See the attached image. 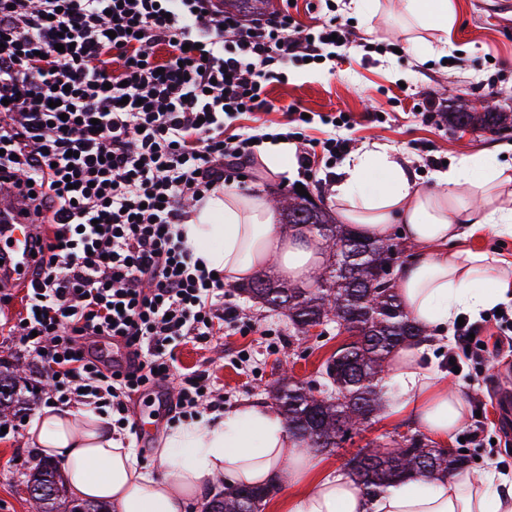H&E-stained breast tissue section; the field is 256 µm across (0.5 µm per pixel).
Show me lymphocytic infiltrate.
Segmentation results:
<instances>
[{
	"mask_svg": "<svg viewBox=\"0 0 512 512\" xmlns=\"http://www.w3.org/2000/svg\"><path fill=\"white\" fill-rule=\"evenodd\" d=\"M334 35L333 17L299 29L283 9L250 27L216 0H0V186L50 228L6 341L44 367L51 403L122 415L174 378L180 409L218 406L206 373L173 374L181 340L237 321L181 226L257 157L225 116L270 110L276 66L318 60ZM484 329L455 328L456 367L484 364ZM101 335L125 365L98 355Z\"/></svg>",
	"mask_w": 512,
	"mask_h": 512,
	"instance_id": "f902f5d3",
	"label": "lymphocytic infiltrate"
}]
</instances>
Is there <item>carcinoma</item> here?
Masks as SVG:
<instances>
[{"label": "carcinoma", "mask_w": 512, "mask_h": 512, "mask_svg": "<svg viewBox=\"0 0 512 512\" xmlns=\"http://www.w3.org/2000/svg\"><path fill=\"white\" fill-rule=\"evenodd\" d=\"M508 115L474 105H464L448 114V123L455 127L473 123L489 130L507 124ZM308 197L292 190L271 199L284 223L309 233L327 256L321 272L306 283L281 281L284 291L279 311L288 318V325L297 336H307L308 326L333 322L346 326L355 340L341 346L324 364L326 384L331 394L321 396L308 383L291 375L277 382L273 396L285 416L288 429L301 446L333 451L363 430L377 415L387 394L382 375L390 357L402 347L424 339L423 330L405 310L399 299L395 280L384 266L396 265L400 259L397 245L389 239L365 236L347 224H337L319 204H313L311 219L302 217ZM355 242L364 257L345 267V243ZM265 277L257 275L239 285L241 293L270 305L267 289L260 287ZM25 370L15 363L0 364V418L24 405L20 383ZM467 464L462 451L450 453L432 448L419 435L393 441L388 450L381 444L360 448L349 460L348 472L368 497H374L393 484L417 476L447 475ZM46 487L45 493H31L34 512H112L105 503H77L68 496L59 467L45 461L27 480V487ZM279 485L272 480L264 485H239L224 489L204 504L205 512H260L268 498L277 493Z\"/></svg>", "instance_id": "obj_1"}]
</instances>
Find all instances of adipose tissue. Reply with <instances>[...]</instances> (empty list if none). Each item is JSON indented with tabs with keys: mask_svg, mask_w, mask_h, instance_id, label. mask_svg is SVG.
Here are the masks:
<instances>
[{
	"mask_svg": "<svg viewBox=\"0 0 512 512\" xmlns=\"http://www.w3.org/2000/svg\"><path fill=\"white\" fill-rule=\"evenodd\" d=\"M400 7L420 54L432 50L426 32L447 34L454 25L450 0H400ZM436 181L438 190L422 188L387 152L360 148L330 186L339 222L376 238L401 224L415 255L397 274L398 293L429 334L447 331L459 315L512 302V262L448 248L450 240L486 228L512 233V170L492 155L468 154ZM182 231L194 257L228 284L251 280L272 261L280 278L306 280L323 260L317 245L280 224L260 195L215 190ZM425 350L410 345L391 359L389 372L400 387L392 408L444 439L464 423L467 405L444 375L419 367ZM28 440L61 462L75 497L111 502L113 512H186L216 482L257 485L276 476L289 488L282 512H512V483L490 471L419 477L367 500L348 474H318V462L268 404L168 430L158 450L161 474L141 465L135 449L88 409L45 408Z\"/></svg>",
	"mask_w": 512,
	"mask_h": 512,
	"instance_id": "1",
	"label": "adipose tissue"
}]
</instances>
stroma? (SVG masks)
Wrapping results in <instances>:
<instances>
[{"label":"stroma","mask_w":512,"mask_h":512,"mask_svg":"<svg viewBox=\"0 0 512 512\" xmlns=\"http://www.w3.org/2000/svg\"><path fill=\"white\" fill-rule=\"evenodd\" d=\"M455 23L448 36V49L421 57L410 45L396 9L382 0L377 14L357 15L349 0H270L269 9H287L300 28L306 29L337 16L346 23L348 42L335 48L325 59L312 63L296 60L288 65L285 79L272 81L268 97L274 111L258 120H239L242 133H258L260 125L284 122L286 112L299 110L312 122L305 132L312 138L328 133L347 139L350 149L380 145L407 163L418 185L435 186V175L445 165L456 164L462 155L495 152L505 144L512 147V126L495 132H457L448 115L459 105L477 103L512 114V26H499L494 0H451ZM340 117L331 127L322 116ZM347 159L331 158L316 177L302 174L259 176L248 168L244 193L258 192L270 197L288 192L296 185L324 206H331L329 185ZM224 300L236 306L238 325L225 329L209 343L186 340L176 349L180 372L208 370L214 393L223 395L225 409L245 401L267 402L281 372L308 382L315 391H325L322 366L349 338L337 334L335 325L324 327L323 336L296 337L285 317L225 286ZM0 357L22 362L30 403L21 413L36 419L46 406L42 369L26 354L2 350ZM482 380L449 377L452 389L467 401L469 410L485 409L488 429L483 446L464 443L467 427H460L444 441V448L466 451V469L481 471L489 466L490 450L512 462V436L500 428L503 410L500 393L512 388V350L501 347L482 369ZM135 422L147 423L156 433L186 421V414L160 405L155 390L134 396L127 413ZM411 419L382 413L361 435L343 448L322 454L325 467L337 471L346 467L352 455L369 441L390 442L397 435L419 432ZM43 461L26 435L0 439V512H33L25 482Z\"/></svg>","instance_id":"35a3bbf8"}]
</instances>
